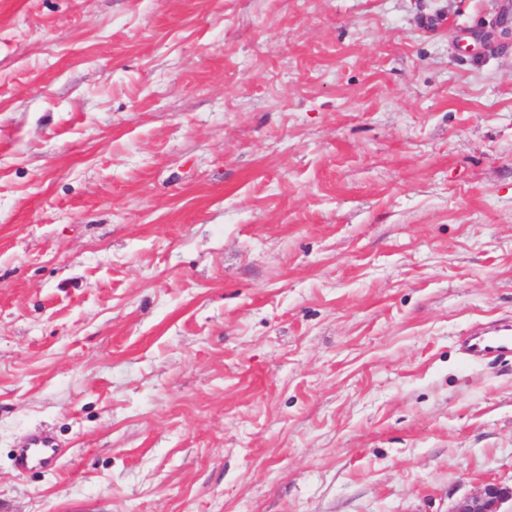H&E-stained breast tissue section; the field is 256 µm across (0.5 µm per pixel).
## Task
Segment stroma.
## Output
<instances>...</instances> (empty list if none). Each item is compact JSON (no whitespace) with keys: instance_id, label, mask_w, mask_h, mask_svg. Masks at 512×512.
I'll use <instances>...</instances> for the list:
<instances>
[{"instance_id":"1","label":"stroma","mask_w":512,"mask_h":512,"mask_svg":"<svg viewBox=\"0 0 512 512\" xmlns=\"http://www.w3.org/2000/svg\"><path fill=\"white\" fill-rule=\"evenodd\" d=\"M510 10L0 0V512L512 485ZM459 345L463 354L472 361H485L511 354V317L476 324L460 336ZM65 452L62 448H58L46 431H38L30 435L28 447L21 449L19 466H27L31 460L36 459L43 466L52 467Z\"/></svg>"}]
</instances>
